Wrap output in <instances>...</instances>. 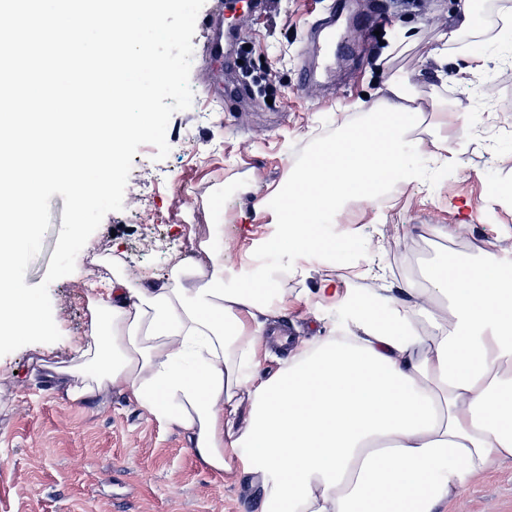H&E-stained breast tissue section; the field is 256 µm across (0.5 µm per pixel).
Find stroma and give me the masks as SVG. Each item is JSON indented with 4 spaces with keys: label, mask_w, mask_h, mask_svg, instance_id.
<instances>
[{
    "label": "stroma",
    "mask_w": 512,
    "mask_h": 512,
    "mask_svg": "<svg viewBox=\"0 0 512 512\" xmlns=\"http://www.w3.org/2000/svg\"><path fill=\"white\" fill-rule=\"evenodd\" d=\"M462 0H268L263 15L239 23L230 49L239 64L227 71L207 50L223 25L205 28L202 7L192 43V106L173 114L167 128L168 156L140 146L133 158L124 208L105 215L76 259V268L49 287L53 317L61 333L52 344H29L0 357V512H259L261 491L245 473L217 475L194 457L186 438L164 427L121 390L75 403L47 380L39 361H69L85 336L86 303L103 292L120 257L130 272L144 277L167 273L172 256H195L199 228L224 229L236 254L251 251L272 227L256 215L254 202L266 196L298 165L313 142L362 119L365 96L397 73L424 97L446 99L471 113V143L448 164H434L425 179L399 187L382 203H358L331 236L344 242L337 256L351 288L364 282L351 269L369 270L378 288L399 290L417 257L433 262L490 246L512 261V206L495 205L496 185L512 184V62L487 50L473 68L448 52L434 57L439 36L457 25ZM387 22L379 34L357 23L377 8ZM335 13L340 51L317 85L300 82L303 66L321 59L315 22ZM496 83L498 94L483 88ZM244 85L249 95L228 99V88ZM255 176L256 190L238 194L239 182ZM64 199H50V227L25 282L43 281L62 229ZM464 223L465 239L430 243L396 235V224ZM322 327L304 303L271 319L268 358L259 372L275 373L290 349L318 337ZM447 512H512V461L477 477Z\"/></svg>",
    "instance_id": "obj_1"
}]
</instances>
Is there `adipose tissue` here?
<instances>
[{"instance_id":"ef3b65f1","label":"adipose tissue","mask_w":512,"mask_h":512,"mask_svg":"<svg viewBox=\"0 0 512 512\" xmlns=\"http://www.w3.org/2000/svg\"><path fill=\"white\" fill-rule=\"evenodd\" d=\"M419 95L388 77L360 125L318 144L282 187L261 198L286 275L318 253L329 272L303 300L338 311L327 336L296 347L285 367L254 371L269 319L289 295L247 273L223 235L199 258L173 256L166 276H133L115 262L105 294L90 299L89 334L69 365H45L71 401L121 388L159 424L188 438L217 474L243 468L262 488L260 512H438L472 481L512 459V265L493 252L427 265L402 283L356 295L335 271L338 240L320 226L392 184L420 182L417 159L468 145L437 118L411 135ZM246 418H239L241 406Z\"/></svg>"}]
</instances>
